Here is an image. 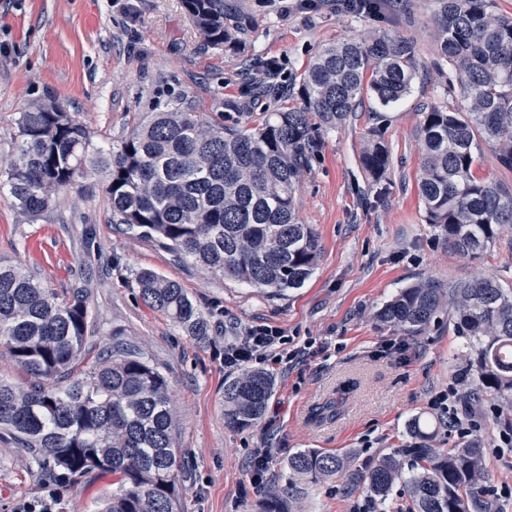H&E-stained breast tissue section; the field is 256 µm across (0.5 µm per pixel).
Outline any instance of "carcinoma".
<instances>
[{
	"instance_id": "carcinoma-1",
	"label": "carcinoma",
	"mask_w": 512,
	"mask_h": 512,
	"mask_svg": "<svg viewBox=\"0 0 512 512\" xmlns=\"http://www.w3.org/2000/svg\"><path fill=\"white\" fill-rule=\"evenodd\" d=\"M435 19L439 57L454 76L463 108L433 106L423 115L425 155L418 182L429 221L448 248L476 257L512 224V186L477 175L479 142H492L512 169V20L488 0H441ZM195 27L214 47L240 41L252 27L235 0H183ZM415 46L387 34L322 48L298 80L303 106L277 113L256 131L205 126L170 102L113 145L94 141L60 105L20 113L13 157L0 167V193L29 219L47 214L55 195L90 173L101 175L112 223L160 241L178 261L257 288L283 293L313 275L320 240L299 222L295 184L309 166L320 128L355 111L366 96L381 107L402 100L414 78ZM379 178L389 166L380 131L362 153ZM143 302L203 342L209 320L181 285L149 269L130 271ZM463 345L474 355L473 398L512 404V288L495 278L445 284L436 279L400 289L380 318L410 333L425 329L443 302ZM87 296L61 298L28 272L0 259V345L35 383L0 379V430L30 452L39 474L60 484L97 471L112 475L100 512H176L183 468L167 377L113 333L110 349L85 358ZM272 377L251 371L224 382V416L249 427L264 414ZM342 401L318 407L337 417ZM408 487L411 512H494L483 485V451L473 438L442 450L418 444ZM290 473L312 480L341 473L345 459L314 449L288 457ZM393 456L350 480L386 501L397 477Z\"/></svg>"
}]
</instances>
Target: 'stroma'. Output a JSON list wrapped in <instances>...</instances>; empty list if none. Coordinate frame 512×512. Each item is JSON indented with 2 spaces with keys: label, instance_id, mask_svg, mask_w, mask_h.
<instances>
[{
  "label": "stroma",
  "instance_id": "obj_1",
  "mask_svg": "<svg viewBox=\"0 0 512 512\" xmlns=\"http://www.w3.org/2000/svg\"><path fill=\"white\" fill-rule=\"evenodd\" d=\"M253 20L238 49L215 48L196 30L182 0H0V160L9 161L18 119L29 106L52 99L88 128L95 141L119 143L156 106L181 97L209 125L252 131L274 112L300 106L296 93L276 101L245 96L246 66L258 57L282 76L299 77L326 44L381 33L413 42L416 75L396 106L370 99L341 125L316 133V151L302 171L296 211L319 236L321 256L311 279L282 295L174 261L160 243L112 223L102 179L93 174L63 190L53 209L23 219L0 197V258L28 267L56 292L85 289L96 319L93 353L113 332L138 344L171 387L176 443L186 462L180 512H259L278 496L283 512H408L410 497L397 480L387 502L351 486L348 475L296 481L290 455L302 448L344 454L351 472L413 447L420 424L435 448H454L464 434L440 426L431 396L452 386L465 393L473 357L456 336L447 311L411 335L381 322L378 310L406 285L496 278L512 287V225L478 257L449 250L428 223L418 193L423 151L419 126L427 108L463 106L437 66L434 17L439 0H386L381 12L347 13L336 0L306 8L298 0H238ZM390 151L381 180L360 155L372 128ZM148 268L177 281L208 314L206 342L188 336L166 315L146 306L120 273L107 276V259ZM278 329L288 348L308 346L300 364L266 362L274 379L262 420L239 428L224 417V382L238 372L224 366V346L246 326ZM402 342L385 354L383 342ZM342 400L334 421L313 413ZM506 406L484 399L466 408L482 442L485 485L512 480V454H500L512 431ZM269 447L268 478L254 486L247 468L253 449ZM112 478L92 473L59 486L39 478L28 453L0 440V512H97L95 500Z\"/></svg>",
  "mask_w": 512,
  "mask_h": 512
}]
</instances>
